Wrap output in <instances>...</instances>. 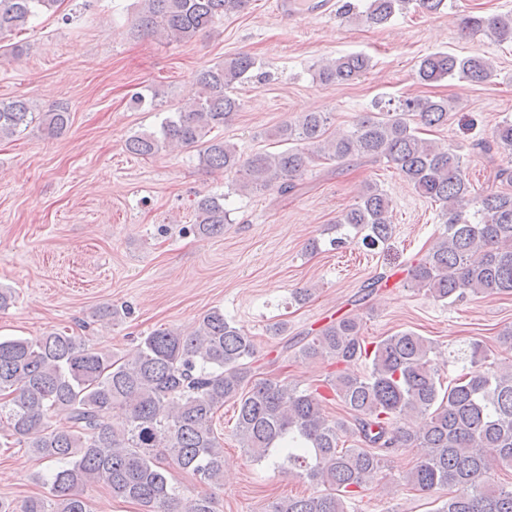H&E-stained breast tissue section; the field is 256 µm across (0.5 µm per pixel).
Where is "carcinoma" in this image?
Segmentation results:
<instances>
[{
    "mask_svg": "<svg viewBox=\"0 0 512 512\" xmlns=\"http://www.w3.org/2000/svg\"><path fill=\"white\" fill-rule=\"evenodd\" d=\"M413 1L428 13L445 7V0H369L364 20L383 26ZM57 2L0 0V36L22 32ZM248 2L140 0L137 27L189 42ZM459 31L463 37L485 34L512 43V16L464 14ZM256 67L255 57L240 52L197 70L198 99L168 112L156 130L130 136L126 149L147 157L170 143L192 147L203 167L234 174L238 190L275 188L282 194L294 191L322 158L382 157L422 197L440 204L445 218L442 236L408 269V283L448 304L486 291L512 294V191L488 188L472 195L460 154L419 136V124L448 123V99L378 101L376 111L337 133L328 132L325 113L307 112L270 134L284 150L244 157L212 132L240 111L235 84L251 78ZM370 68L368 56L352 53L320 65L315 77L325 85L343 84ZM493 76L485 57L446 51L422 57L415 70L422 85L455 78L484 83ZM36 118L48 135L59 136L69 127L70 111L57 105L35 117L24 98L0 100V137ZM491 139L511 156L512 119L497 123ZM389 206L383 191L368 183L336 219V228L348 225L374 247L390 237ZM229 223L221 198L198 199V234L217 236ZM433 349L432 341L410 330L386 336L370 349L354 315L321 327L295 357L336 362L339 369L327 386L350 414L347 425L326 415L328 397L321 387L299 390L255 379L254 337L217 307L201 316L194 333L159 328L119 358L64 330L37 340L0 338V446L26 447L59 464L51 477V503L30 498L16 507L0 498V512H89L81 490L99 483L144 512H216L210 494L180 496L170 467L204 485L221 484L224 442L214 418L229 399L237 402L236 436L252 461L271 459L274 468L317 487L310 496L273 502L269 512H356L357 498L381 473L385 457L399 448L423 449L404 477L413 489L455 488L437 512H512V485L483 481L496 469H512V365L484 369L487 347L470 342L460 350L469 371L445 389L429 358ZM362 358L371 360L364 376L351 369ZM345 434L357 447H344Z\"/></svg>",
    "mask_w": 512,
    "mask_h": 512,
    "instance_id": "cac0c4a2",
    "label": "carcinoma"
}]
</instances>
